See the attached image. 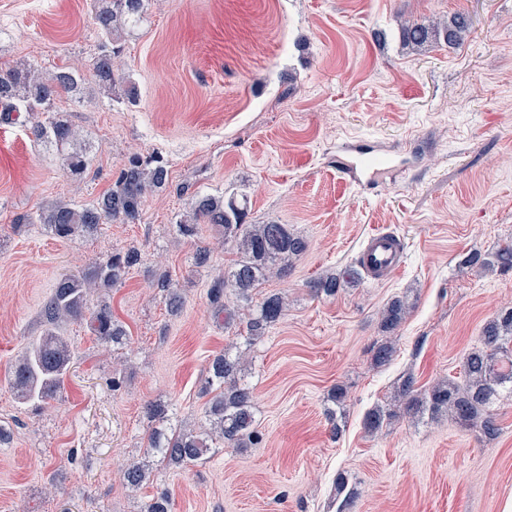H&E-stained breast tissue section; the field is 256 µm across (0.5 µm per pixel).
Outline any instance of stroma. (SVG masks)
<instances>
[{"mask_svg": "<svg viewBox=\"0 0 512 512\" xmlns=\"http://www.w3.org/2000/svg\"><path fill=\"white\" fill-rule=\"evenodd\" d=\"M457 13L471 22L462 45L403 47L400 18ZM102 43L93 0H0L2 67L85 70ZM117 61L137 101L94 90L89 76L56 103L87 144L81 180L28 139L22 119H0V426L11 433L0 445V512H142L163 488L172 512H337L341 477L351 512H512V394L495 407L490 439L445 415L364 427L401 379L424 389L461 377L484 324L512 306V270L465 264L512 241V0H149ZM418 138L427 150L411 149ZM352 141L389 160L374 189L339 168ZM135 154L169 172L140 221L70 240L18 225L52 201L95 203ZM204 194L235 197L248 223L288 225L309 249L266 282L287 293L288 310L246 355L261 442L155 471L136 489L123 472L146 456L145 404H164L174 427L203 423L209 361L246 333L245 321L218 322L207 298L228 258L220 235L200 225L215 252L196 268L190 241L173 232ZM380 227L406 249L390 280L310 291L319 275L354 265ZM132 247L140 263L105 293L124 345L63 322L70 375L56 400L30 410L10 371L43 335L55 282ZM163 273L184 299L179 314L157 283ZM396 297L410 313L378 366L380 312ZM338 385L348 396L331 422Z\"/></svg>", "mask_w": 512, "mask_h": 512, "instance_id": "1", "label": "stroma"}]
</instances>
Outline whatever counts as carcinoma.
Returning a JSON list of instances; mask_svg holds the SVG:
<instances>
[{
  "mask_svg": "<svg viewBox=\"0 0 512 512\" xmlns=\"http://www.w3.org/2000/svg\"><path fill=\"white\" fill-rule=\"evenodd\" d=\"M94 20L101 33L113 42L122 38L127 25L143 20L147 0H96ZM469 18L457 14L448 22L402 25L404 45L417 50L427 43L461 45L470 33ZM117 51H100L93 59V74L99 89L110 93L125 83L126 78L115 69ZM80 73L75 68H60L45 77L30 62L0 68V118L7 120L15 112L28 114L27 136L36 143H50L65 152V163L76 179L87 169L86 149L77 144V132L68 119L50 116L41 119L55 101L78 89ZM168 169L160 160L143 161L132 158L120 170L118 178L96 203L77 207L70 203L53 202L42 208L37 218L22 217L26 223L46 224L53 234L68 240L75 235L90 234L109 221L130 224L140 219L146 195L168 184ZM213 224L224 235V246L236 254V259L224 266L208 288V297L215 318H224V325L234 322L237 310L229 305L234 299L250 307L246 324L247 345L261 339L275 326L287 309L286 298L280 293L260 294V288L274 274L288 272L290 260L308 250V241L290 231L286 224L245 223V212L234 197L198 196L190 211L176 225L183 238L197 236V226ZM140 262V253L130 248L123 253L108 255L89 267L65 274L58 279L54 291L43 306L46 323L43 336L33 341L17 359L12 371L13 386L22 402L36 408L56 398L70 372L71 349L57 328L68 319H83L97 340L120 345L126 332L113 316L111 305L100 302L87 310L88 296L94 289L112 288L124 280L128 271ZM465 265L484 271L512 269V243L495 252L474 253ZM358 272L349 267L339 273H326L308 283L315 295L333 297L339 291L358 283ZM161 287L169 289L168 307L177 313L182 297L171 287L168 275L160 277ZM409 314L404 299H394L383 308L380 327L393 333ZM242 354L222 352L209 363L204 393L210 396L204 414L209 421L207 431L175 429L168 425L166 407L150 402L145 407L149 421L147 448L168 468L183 469L197 463L213 448H244L259 440L255 429L254 392L242 376ZM464 380H441L419 390L407 377L396 387L394 401L408 415L446 414L460 428H478L488 438L496 436L499 425L490 410L499 397V386L512 384V307L501 311L482 330L479 345L472 348L463 361ZM396 416L386 406L377 405L365 415V428L374 433ZM152 473L148 461L131 464L124 473L127 484L140 487ZM168 491L154 495L144 512H171Z\"/></svg>",
  "mask_w": 512,
  "mask_h": 512,
  "instance_id": "obj_1",
  "label": "carcinoma"
}]
</instances>
